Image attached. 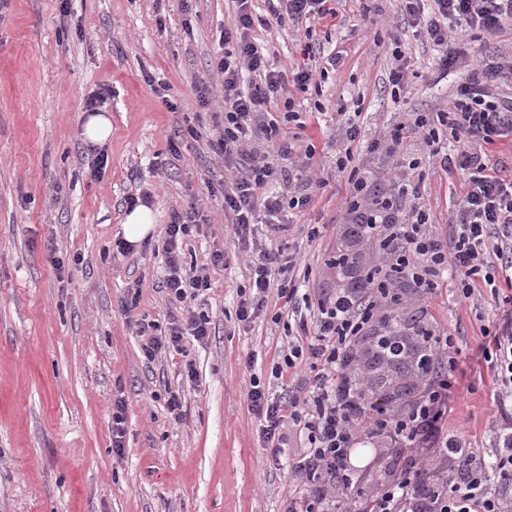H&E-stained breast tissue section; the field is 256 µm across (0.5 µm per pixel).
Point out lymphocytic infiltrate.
I'll use <instances>...</instances> for the list:
<instances>
[{"label": "lymphocytic infiltrate", "instance_id": "1", "mask_svg": "<svg viewBox=\"0 0 512 512\" xmlns=\"http://www.w3.org/2000/svg\"><path fill=\"white\" fill-rule=\"evenodd\" d=\"M267 2L278 24L336 16L335 0ZM233 3L234 24L221 35L224 53L214 66L221 79L224 120L219 135L208 142L224 163V211L231 223L223 250L213 254L210 268L201 270L185 268L182 256L185 238L204 224L199 209L189 206L167 225L162 289L182 309L164 326L138 321L145 360L154 361L165 350L183 352L188 336L206 341L211 317L205 294L212 270L223 266L227 253L251 254L236 317L253 321L266 313L270 295L283 300L296 331L289 334L272 372L306 377L304 386L285 397L270 396L257 378L247 393L248 409L265 442L281 447L290 429L305 440L302 457L291 466L299 497L289 512H512V328L483 327L478 346L499 385V417L489 451L448 430L456 391V334L434 333L426 345L429 365L421 373L422 389L400 414H387L380 401H365L372 380L363 368L367 356L385 364L406 358L414 325L426 319L424 310L412 304L435 294L445 280H453L462 302L473 298L478 284L489 286L494 295H500L498 281L512 285V170L488 150L512 137V95L501 87L502 80L512 77V61L486 62L454 37L456 31L470 30L497 38L512 27V0H401L402 23L437 51L440 76L461 67L469 77L457 87L447 111L417 114L392 136L387 149L401 163L387 183L354 167L351 145L360 129L350 122L343 125L335 165L348 175L350 233L383 242L377 264L382 277L349 283L313 301L300 300L289 276L297 254L285 250L280 240L292 229L287 212L306 207L323 183L279 166V158L293 147L280 136L268 107L282 99L286 118L298 119L291 93L307 92L313 83L311 60L318 49L305 43L308 63L289 71L273 68L252 40L249 0ZM423 162L465 177L451 241L426 231L429 217L418 204L419 185L408 176ZM392 345L399 349L394 357L387 353ZM384 433L422 445L426 453L396 481L365 496L358 489L361 470L352 458L366 455Z\"/></svg>", "mask_w": 512, "mask_h": 512}]
</instances>
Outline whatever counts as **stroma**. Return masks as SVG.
<instances>
[{
	"label": "stroma",
	"mask_w": 512,
	"mask_h": 512,
	"mask_svg": "<svg viewBox=\"0 0 512 512\" xmlns=\"http://www.w3.org/2000/svg\"><path fill=\"white\" fill-rule=\"evenodd\" d=\"M367 7L382 12L384 25L363 28ZM336 10L313 24L312 38L339 65L317 90L293 94L316 153L306 160L300 143L291 161L312 162V175L326 182L292 218L328 227L316 241L299 232L292 242V276L311 298L343 285L338 252L365 265L376 254L344 233L347 178L335 165L343 116H356L364 135L352 146L355 165L381 174L393 159L367 149V140L389 139L414 113L447 110L466 76L458 69L438 81L429 44L392 27L400 0H338ZM233 19L231 0H8L0 9V512H288L297 495L288 465L299 440L272 456L247 406L253 378L276 396L296 381L271 374L287 341L271 319L283 305L249 323L236 318L248 278L243 256L227 254L212 274L204 343L185 339L186 354L166 351L150 362L134 325H166L173 310L160 283L174 212L195 202L209 219L185 241L186 266L202 267L224 247V167L207 147L222 118L199 106L195 88L217 83L220 34ZM393 33L416 73L399 100L387 83ZM253 36L279 65L300 62L303 30L259 26ZM160 84L168 88L162 97ZM103 86L112 91L103 107L112 136L95 180L82 123L87 96ZM190 126L201 139L185 137ZM177 132L184 138L174 157L168 139ZM139 182L151 194L156 230L147 246L122 255L124 200ZM460 182L455 172L422 173L419 202L438 236L451 233ZM134 286L139 304L129 313L123 302ZM426 305L434 324L460 333L448 428L490 447L495 381L475 352L482 326L501 323L497 304L486 290L462 303L442 289ZM172 391L182 401L177 420L167 406ZM118 397L127 409L116 454L109 411ZM411 454L380 439L361 475L364 493Z\"/></svg>",
	"instance_id": "stroma-1"
}]
</instances>
